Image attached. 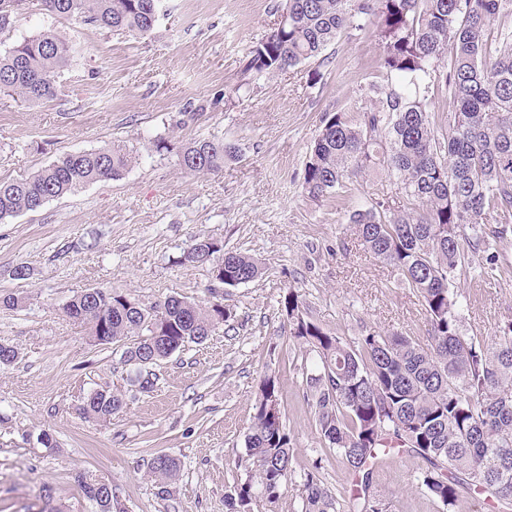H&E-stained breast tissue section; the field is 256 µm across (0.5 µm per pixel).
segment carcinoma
I'll return each mask as SVG.
<instances>
[{
    "mask_svg": "<svg viewBox=\"0 0 512 512\" xmlns=\"http://www.w3.org/2000/svg\"><path fill=\"white\" fill-rule=\"evenodd\" d=\"M157 0H40L42 9L76 17L118 34L149 36ZM348 0H282L285 22L253 47L248 70L286 71L317 58L349 21ZM361 14L377 13L385 83L373 84L375 106L359 119L329 112L326 133L315 140L304 185L319 199L347 180L381 169L400 193L421 206L394 209L383 202L355 211L362 245L398 269L418 294L428 318L427 336L370 330L348 341L304 315L299 292L283 307L305 359L318 361L306 376L316 430L336 462L356 476L357 512H390L386 499L369 493L374 460L401 448L423 461L420 483L446 512L464 493L482 494L494 512H512V322L490 343L467 335L457 279L482 277L470 255L501 240L512 223V0H369ZM72 61L61 33H43L0 53V86L29 102L58 95V78ZM448 93L455 112L442 128L432 121L433 90ZM234 146L197 138L179 152L180 167L206 174L224 168ZM134 156L119 143L60 156L29 177L0 181V222L35 212L48 201L87 185L115 179ZM498 217L491 230L485 220ZM179 263L224 268V285L253 281L261 266L251 256L222 252L197 238ZM63 312L86 324L99 343L120 344L121 359L145 371L189 343L200 344L228 319L220 300L196 303L166 296L149 305L126 294L89 288ZM275 378L263 380L253 404L244 471L226 497L230 512H249L260 498L273 506L292 480L291 439L267 411ZM116 391L94 390L82 411L107 420L124 408ZM321 461L304 472L302 512H341V496L320 476ZM148 470L164 485L180 471L162 454ZM92 512H126L108 483L83 477Z\"/></svg>",
    "mask_w": 512,
    "mask_h": 512,
    "instance_id": "cac0c4a2",
    "label": "carcinoma"
}]
</instances>
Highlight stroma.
Here are the masks:
<instances>
[{
  "mask_svg": "<svg viewBox=\"0 0 512 512\" xmlns=\"http://www.w3.org/2000/svg\"><path fill=\"white\" fill-rule=\"evenodd\" d=\"M280 0H163L146 38L116 35L43 11L24 0L0 32V49L47 30L69 36L73 60L54 99L32 104L0 95V180L31 175L67 153L125 144L134 162L116 179L50 200L0 222V341L18 359L0 367V512H40L42 486L61 512H90L79 479L112 486L127 512H227L241 471L252 405L263 378L276 377L291 438L293 480L275 510L301 512V477L322 461L328 484L351 492L355 478L324 454L305 397L306 361L281 301L296 289L303 310L331 333L427 334L425 310L397 270L364 250L352 213L374 200L405 204L396 180L372 170L335 194L304 188L310 148L325 113L372 104L382 77L374 25L352 16L324 58L268 76L250 71L252 48L273 28ZM235 143L221 171L189 174L178 149L196 138ZM171 148L155 151L158 140ZM197 237L257 259L260 277L224 287L210 266L177 265ZM496 275L460 278L468 335L491 340L512 320V232L494 251ZM25 278H15L16 268ZM103 287L148 304L168 295L224 299L232 316L203 344L155 366L152 391L136 390L122 349L95 342L63 305ZM120 390L126 405L110 420L84 418L85 397ZM49 433L52 447L37 440ZM179 460L159 486L154 457ZM420 459L390 450L372 489L392 512H441L418 486Z\"/></svg>",
  "mask_w": 512,
  "mask_h": 512,
  "instance_id": "stroma-1",
  "label": "stroma"
}]
</instances>
